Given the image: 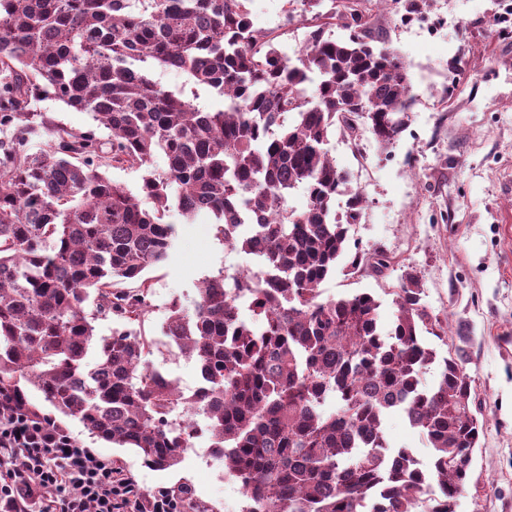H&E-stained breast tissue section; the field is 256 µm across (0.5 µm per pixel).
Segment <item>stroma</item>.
<instances>
[{
  "label": "stroma",
  "instance_id": "obj_1",
  "mask_svg": "<svg viewBox=\"0 0 512 512\" xmlns=\"http://www.w3.org/2000/svg\"><path fill=\"white\" fill-rule=\"evenodd\" d=\"M254 29L271 33L277 48L297 58L311 27H284L287 0H248ZM512 0H428L422 15L401 21L392 10L372 14L374 28L405 61L415 103L407 130L390 151L364 133L354 153L339 131L327 148L366 198L349 237L366 253L391 259L383 273L340 270L321 286L324 296L372 294L380 323L395 319L394 288L416 274L423 302L446 335L424 339L439 357L459 350L486 425L455 512H512V24L501 22ZM176 238L169 258L151 267L150 307L141 326L154 345L146 364L160 367L185 392L199 385L193 359L170 348L161 328L172 301L193 307L202 278L235 274L250 255L222 243L209 217L184 223L170 214ZM66 433L110 460L140 491L188 487L210 512H241L239 484L207 447L191 449L177 466H146L128 448L93 438L74 418ZM391 446L411 449L422 466L432 451L401 413L385 420Z\"/></svg>",
  "mask_w": 512,
  "mask_h": 512
}]
</instances>
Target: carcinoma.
Listing matches in <instances>:
<instances>
[{
  "label": "carcinoma",
  "mask_w": 512,
  "mask_h": 512,
  "mask_svg": "<svg viewBox=\"0 0 512 512\" xmlns=\"http://www.w3.org/2000/svg\"><path fill=\"white\" fill-rule=\"evenodd\" d=\"M291 2L340 20L349 38L318 24L293 61L252 28L244 0H0V413L65 434L30 403L32 387L163 469L205 435L242 488V512H454L484 421L462 355L422 382L437 362L422 331L440 323L418 277L393 291L388 330L371 294L320 290L346 256L353 273L390 265L349 254L365 197L326 145L336 129L357 153L366 130L392 147L414 104L410 76L365 0ZM171 68L190 90L154 79ZM48 97L109 137L39 111ZM104 167L145 170L153 207ZM299 190L303 211L287 206ZM171 212L187 224L210 215L225 244L258 261L203 278L191 312L172 302L161 333L199 367L191 394L142 362L153 340L137 330L145 271L174 246ZM392 412L432 448L430 469L391 449Z\"/></svg>",
  "instance_id": "1"
}]
</instances>
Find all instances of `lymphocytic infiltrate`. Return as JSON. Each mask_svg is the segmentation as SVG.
Here are the masks:
<instances>
[{"label": "lymphocytic infiltrate", "mask_w": 512, "mask_h": 512, "mask_svg": "<svg viewBox=\"0 0 512 512\" xmlns=\"http://www.w3.org/2000/svg\"><path fill=\"white\" fill-rule=\"evenodd\" d=\"M22 463L7 466L12 451ZM19 493L17 512H179L165 491L136 495L111 462L61 437L52 429L30 430L23 422L0 425V495Z\"/></svg>", "instance_id": "f902f5d3"}]
</instances>
